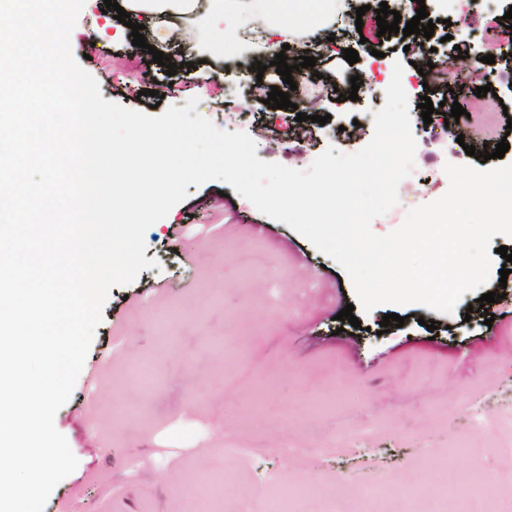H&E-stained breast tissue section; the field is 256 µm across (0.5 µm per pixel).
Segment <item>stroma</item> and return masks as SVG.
Here are the masks:
<instances>
[{"mask_svg":"<svg viewBox=\"0 0 512 512\" xmlns=\"http://www.w3.org/2000/svg\"><path fill=\"white\" fill-rule=\"evenodd\" d=\"M444 56L455 48L494 55L475 85L490 81L512 116V66L501 53L502 15L476 16L473 36L445 25L446 14L425 0ZM367 11L361 33L350 34L336 20L308 29L311 39H332L318 56L314 76L298 81L289 99L299 112L327 116L312 142L286 150L279 139L281 114L264 98L282 86L267 67L253 93L228 98L225 86L241 80L252 60L269 58L268 45H245L223 58L206 54L192 22L175 27L162 45L179 70L168 76L147 50L133 46L130 32L105 9L86 0L72 31V52L98 82L103 99L149 112L168 108L169 99L143 95L145 73L158 85H174L180 102L197 99V109L222 130L248 134L258 158L304 170L327 147L351 154L371 139L357 102L348 100L351 77L373 51L386 66L375 80L387 81L391 64L412 74L402 35L378 33ZM356 49L357 63L343 57ZM413 177L404 184L425 202L449 188L445 164L487 168L476 146L466 155L447 137L422 129L416 139ZM188 197L145 234L146 258L167 252V262L142 270L141 296L115 286L105 303L116 319L98 325L71 397L54 424L78 460L74 472L50 494L44 512L71 500L75 512H267L275 486H304L292 512H431L425 488L442 484L449 463L481 472L482 492L493 512H512V491L495 475L512 469V452H498L508 436L493 420L512 405V324L488 323L489 313L512 308V277L490 279L498 302L475 306L466 293L452 313L419 304L355 307L350 279L341 266L284 223L260 213L232 186L212 180L188 186ZM207 225L197 236L174 239L172 224ZM196 262L180 267V254ZM353 304L360 325L341 331L338 312ZM404 324L381 333L383 315ZM434 320L438 329L427 330ZM97 376L89 387V376ZM390 487L388 498L363 499L366 483Z\"/></svg>","mask_w":512,"mask_h":512,"instance_id":"35a3bbf8","label":"stroma"}]
</instances>
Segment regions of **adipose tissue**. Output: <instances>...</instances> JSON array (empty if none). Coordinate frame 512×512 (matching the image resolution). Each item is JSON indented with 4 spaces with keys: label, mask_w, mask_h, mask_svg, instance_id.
Masks as SVG:
<instances>
[{
    "label": "adipose tissue",
    "mask_w": 512,
    "mask_h": 512,
    "mask_svg": "<svg viewBox=\"0 0 512 512\" xmlns=\"http://www.w3.org/2000/svg\"><path fill=\"white\" fill-rule=\"evenodd\" d=\"M132 21L159 17L152 29L156 42H167L178 20L195 21L207 51L220 55L225 42L252 22H268L271 32L285 34L324 23L333 0H119Z\"/></svg>",
    "instance_id": "1"
}]
</instances>
